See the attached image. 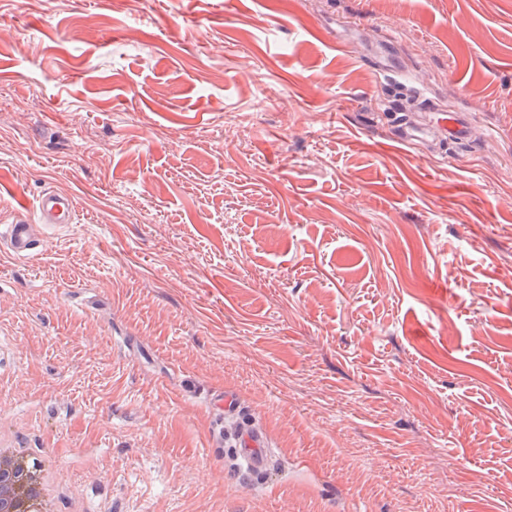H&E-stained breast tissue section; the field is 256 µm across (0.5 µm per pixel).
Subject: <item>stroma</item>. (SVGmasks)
<instances>
[{
    "label": "stroma",
    "instance_id": "35a3bbf8",
    "mask_svg": "<svg viewBox=\"0 0 512 512\" xmlns=\"http://www.w3.org/2000/svg\"><path fill=\"white\" fill-rule=\"evenodd\" d=\"M2 28L0 225L77 202L0 255V433L59 512H512V0H0ZM422 97L468 138L394 141ZM35 213L42 224L58 225L76 222V207L70 194L47 188L36 198ZM234 439V455L239 468L250 476L263 475L271 466L263 433L254 428H245Z\"/></svg>",
    "mask_w": 512,
    "mask_h": 512
}]
</instances>
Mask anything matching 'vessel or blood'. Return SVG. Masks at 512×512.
Returning a JSON list of instances; mask_svg holds the SVG:
<instances>
[{
  "mask_svg": "<svg viewBox=\"0 0 512 512\" xmlns=\"http://www.w3.org/2000/svg\"><path fill=\"white\" fill-rule=\"evenodd\" d=\"M423 120L413 119L399 123V138L403 145L416 148L440 140L455 142L468 134V122L463 114L448 112L434 105L423 104ZM49 225L72 224L76 221V207L70 194L58 189L43 190L35 201L34 216H17L14 223L0 225V245L17 257L35 253L32 222ZM235 459L240 469L251 476L263 475L271 466V457L263 433L254 428L240 431L233 444Z\"/></svg>",
  "mask_w": 512,
  "mask_h": 512,
  "instance_id": "b4317fda",
  "label": "vessel or blood"
}]
</instances>
